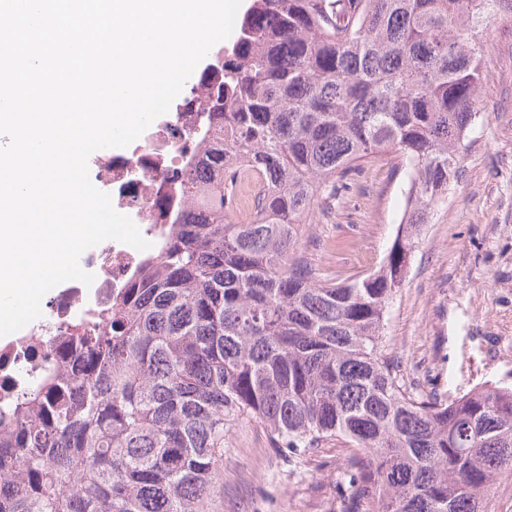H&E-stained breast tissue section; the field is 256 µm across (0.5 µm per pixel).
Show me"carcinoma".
Here are the masks:
<instances>
[{"mask_svg": "<svg viewBox=\"0 0 512 512\" xmlns=\"http://www.w3.org/2000/svg\"><path fill=\"white\" fill-rule=\"evenodd\" d=\"M512 0H251L200 75L212 113L188 202L147 270L77 325L73 360L5 412L0 512H218L224 424L250 416L288 458L340 438L339 512H494L512 477V386L415 395L382 354L422 225L445 202L483 104L478 36ZM410 170L395 243L341 280L301 243L361 160ZM240 158L268 181L224 219Z\"/></svg>", "mask_w": 512, "mask_h": 512, "instance_id": "1", "label": "carcinoma"}]
</instances>
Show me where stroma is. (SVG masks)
Instances as JSON below:
<instances>
[{
	"label": "stroma",
	"instance_id": "obj_1",
	"mask_svg": "<svg viewBox=\"0 0 512 512\" xmlns=\"http://www.w3.org/2000/svg\"><path fill=\"white\" fill-rule=\"evenodd\" d=\"M482 110L447 201L423 225L402 288L388 311L385 354L413 392L512 384V21L478 44ZM408 177L393 153L363 160L333 215L307 225L320 268L340 278L378 269L395 241ZM341 445L301 465L273 453L266 430L245 418L224 427L223 512H335Z\"/></svg>",
	"mask_w": 512,
	"mask_h": 512
}]
</instances>
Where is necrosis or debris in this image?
Masks as SVG:
<instances>
[{
	"label": "necrosis or debris",
	"mask_w": 512,
	"mask_h": 512,
	"mask_svg": "<svg viewBox=\"0 0 512 512\" xmlns=\"http://www.w3.org/2000/svg\"><path fill=\"white\" fill-rule=\"evenodd\" d=\"M202 102L197 93L184 97L123 152L95 159L94 181L100 191L110 195L115 210L131 218L151 245H159L185 204L182 174L197 165V144L208 129ZM232 174L233 188L224 200V212L233 222L246 223L257 211L264 179L245 165L234 166ZM144 258V252L116 241L84 254L80 265L93 274L92 285L74 280L57 285L50 290L40 318L0 339V402L36 385L38 364L68 356L71 324L110 306Z\"/></svg>",
	"instance_id": "1"
}]
</instances>
